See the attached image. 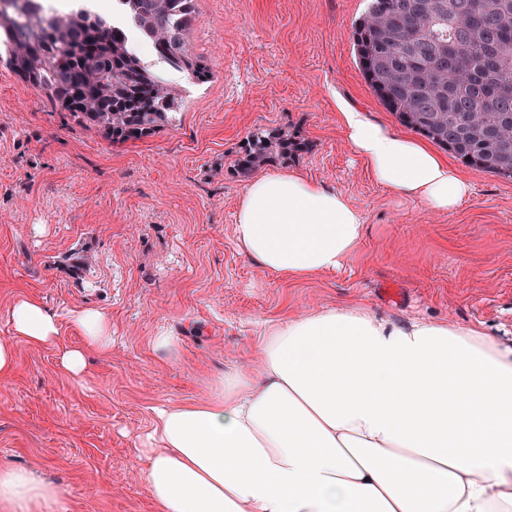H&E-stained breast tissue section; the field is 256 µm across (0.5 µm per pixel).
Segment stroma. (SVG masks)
Returning <instances> with one entry per match:
<instances>
[{"label":"stroma","mask_w":512,"mask_h":512,"mask_svg":"<svg viewBox=\"0 0 512 512\" xmlns=\"http://www.w3.org/2000/svg\"><path fill=\"white\" fill-rule=\"evenodd\" d=\"M367 0H195L190 41L211 77L155 68L182 97L175 125L117 143L71 120L0 66V461L60 484L69 512H154L136 474L152 410L198 399L245 362L266 323L362 303L400 324L480 323L512 340V180L470 166L469 195L437 213L374 182L343 134L338 101L398 128L365 82L352 24ZM288 127L304 152L274 162L343 193L364 218L336 273L285 281L240 252L234 170L255 129ZM34 295L60 314L55 345L13 338L8 310ZM102 312L109 353L81 379L60 353L81 346L69 314ZM177 337L176 354L154 338Z\"/></svg>","instance_id":"1"}]
</instances>
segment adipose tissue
Returning <instances> with one entry per match:
<instances>
[{
    "label": "adipose tissue",
    "instance_id": "ef3b65f1",
    "mask_svg": "<svg viewBox=\"0 0 512 512\" xmlns=\"http://www.w3.org/2000/svg\"><path fill=\"white\" fill-rule=\"evenodd\" d=\"M352 151L377 183L435 212L470 191L429 144L340 108ZM365 234L361 212L295 169L261 174L241 198L235 240L283 279L335 272ZM14 337L54 343L59 317L25 297ZM84 345L64 350L72 377L112 333L74 312ZM155 512H512V342L482 324H393L348 303L271 323L249 360L200 399L156 407L138 450ZM0 512H67L55 482L0 462Z\"/></svg>",
    "mask_w": 512,
    "mask_h": 512
}]
</instances>
